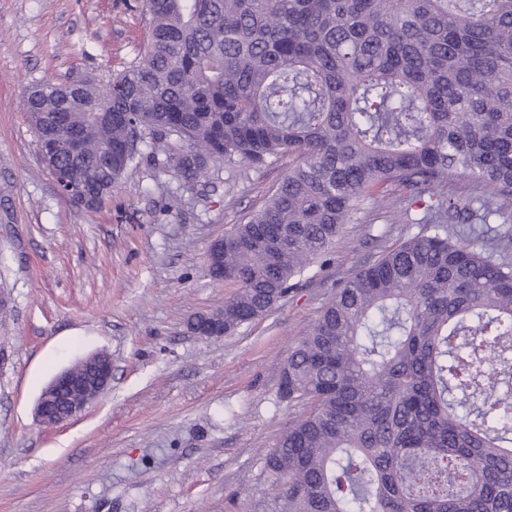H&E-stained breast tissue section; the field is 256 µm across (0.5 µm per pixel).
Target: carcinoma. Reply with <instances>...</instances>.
I'll list each match as a JSON object with an SVG mask.
<instances>
[{"label": "carcinoma", "mask_w": 512, "mask_h": 512, "mask_svg": "<svg viewBox=\"0 0 512 512\" xmlns=\"http://www.w3.org/2000/svg\"><path fill=\"white\" fill-rule=\"evenodd\" d=\"M141 60L25 100L53 175L112 198L135 159L183 184L212 165L288 169L213 244L232 334L326 267L389 184L437 221L344 281L291 349L307 413L263 466L281 512H512V0H146ZM60 115L74 157L46 125ZM466 178L473 202L442 195Z\"/></svg>", "instance_id": "obj_1"}]
</instances>
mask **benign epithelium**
Returning <instances> with one entry per match:
<instances>
[{"label":"benign epithelium","instance_id":"7a95c632","mask_svg":"<svg viewBox=\"0 0 512 512\" xmlns=\"http://www.w3.org/2000/svg\"><path fill=\"white\" fill-rule=\"evenodd\" d=\"M112 382V357L99 352L58 374L38 398L35 416L55 427L80 416Z\"/></svg>","mask_w":512,"mask_h":512}]
</instances>
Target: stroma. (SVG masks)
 Listing matches in <instances>:
<instances>
[{
  "label": "stroma",
  "instance_id": "1",
  "mask_svg": "<svg viewBox=\"0 0 512 512\" xmlns=\"http://www.w3.org/2000/svg\"><path fill=\"white\" fill-rule=\"evenodd\" d=\"M149 35L144 0H0V512H278L263 461L303 412L278 394L291 347L340 283L428 215L389 187L271 312L192 333L234 292L205 276L210 245L279 171L219 163L188 185L134 163L89 210L60 194L24 109L46 82L107 83ZM97 352L112 357L110 388L40 425L43 389Z\"/></svg>",
  "mask_w": 512,
  "mask_h": 512
}]
</instances>
